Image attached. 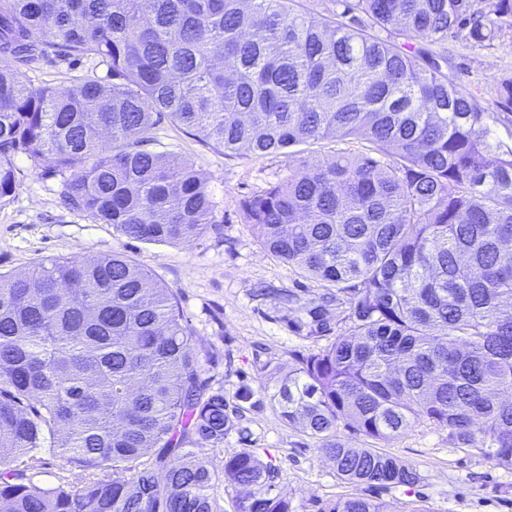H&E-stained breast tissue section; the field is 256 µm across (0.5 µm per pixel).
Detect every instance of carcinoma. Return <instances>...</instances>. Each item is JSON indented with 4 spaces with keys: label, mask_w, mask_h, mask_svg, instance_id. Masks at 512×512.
I'll use <instances>...</instances> for the list:
<instances>
[{
    "label": "carcinoma",
    "mask_w": 512,
    "mask_h": 512,
    "mask_svg": "<svg viewBox=\"0 0 512 512\" xmlns=\"http://www.w3.org/2000/svg\"><path fill=\"white\" fill-rule=\"evenodd\" d=\"M330 2L0 0V205L22 154L51 162L67 209L184 243L217 203L190 160L152 149L161 124L226 154L363 140L241 202L263 248L323 284L277 299L291 332L327 344L284 375L263 367L269 404L350 483L421 477L346 447L341 423L383 442L433 424L512 468V130L494 136L500 114L443 67L450 33H512V0ZM47 58L106 78L29 87L21 69ZM194 345L175 294L124 254L0 272V512H213L200 453L235 423ZM44 448L112 476L44 488ZM224 475L247 490L237 512H291L253 452ZM321 512L394 510L350 497Z\"/></svg>",
    "instance_id": "cac0c4a2"
}]
</instances>
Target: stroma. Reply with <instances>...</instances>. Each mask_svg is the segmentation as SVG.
I'll use <instances>...</instances> for the list:
<instances>
[{"label":"stroma","mask_w":512,"mask_h":512,"mask_svg":"<svg viewBox=\"0 0 512 512\" xmlns=\"http://www.w3.org/2000/svg\"><path fill=\"white\" fill-rule=\"evenodd\" d=\"M88 67L85 60L72 65L43 60L25 70L24 77L35 88L63 87ZM447 72L456 85L501 113L503 121L493 130L505 136L512 105L500 100L495 89L500 79L512 75V33L490 48L449 38ZM157 137L165 152L190 159L208 175L218 204L215 230L176 245L129 239L111 225L63 209L59 177L46 167L33 169L21 155L15 159L16 190L0 207V272L22 273L55 257L89 260L117 252L170 288L196 336L210 388L223 390L229 405L242 409L236 431L225 437L222 447L207 450V457L221 472L225 457L253 451L274 467L276 490L288 499L292 512H321L330 501L353 496L390 502L401 512H512V468L498 466L473 449L456 447L447 429L423 424L397 439L374 444L351 428L338 426L336 435L347 447L377 445L422 476L413 487L371 488L341 480L332 461L318 452L316 441L289 426L266 399V363L289 369L298 357L318 348L289 332L284 322L287 310L277 298L288 289L312 290L319 283L298 275L261 246L244 221L240 203L286 178L302 161L331 158L336 143L242 156L204 145L167 123L159 127ZM245 388L252 397L244 403L239 394ZM41 458L35 469L41 486L76 488L89 477L50 451H42Z\"/></svg>","instance_id":"35a3bbf8"}]
</instances>
